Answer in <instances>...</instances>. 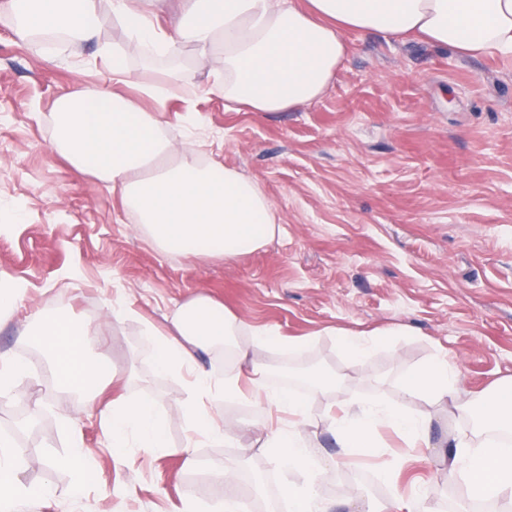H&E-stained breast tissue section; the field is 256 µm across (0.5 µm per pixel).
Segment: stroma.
<instances>
[{
  "instance_id": "35a3bbf8",
  "label": "stroma",
  "mask_w": 512,
  "mask_h": 512,
  "mask_svg": "<svg viewBox=\"0 0 512 512\" xmlns=\"http://www.w3.org/2000/svg\"><path fill=\"white\" fill-rule=\"evenodd\" d=\"M346 39L337 79L293 112L225 111L208 64L184 48L163 116L170 135L185 139L184 108L195 103L208 157L256 179L279 220L266 246L233 262L188 260L136 234L119 196L52 148L55 99L111 87L99 49L125 48V28L110 20L92 42L41 49L0 12V274L26 290L0 322V352L32 365L0 398V433L15 434L16 413L37 404L21 478L52 490L23 500L19 512H184L190 490L196 512H211L214 463L240 457L274 474L268 450L255 444L265 412L226 395L213 413L236 426L239 445L200 443L198 467L183 466L186 380L155 370L141 324H163L174 305L199 294L294 342L291 351H254L269 373L305 359L337 375V386L306 392L312 423L302 429L314 454L337 461L320 484L336 512H349L358 495L384 502L393 487L411 496L423 484L432 490L428 512H469L467 487L449 477L440 446L488 430L453 401L404 396L402 379L445 356L459 369L461 399L512 382V59H465L373 32ZM112 303L131 314L105 321ZM47 314L97 330V353L121 377L113 395L152 400L170 415L167 448L150 457L113 452L98 414L62 391L45 351L20 337ZM384 329L390 337L360 361L339 344V334ZM362 397L433 416L429 447H406L382 427L373 454L339 463L334 436L318 423L334 401ZM75 441L90 449L94 478L78 497L69 494L74 471L56 464Z\"/></svg>"
}]
</instances>
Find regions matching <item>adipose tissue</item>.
<instances>
[{
	"label": "adipose tissue",
	"mask_w": 512,
	"mask_h": 512,
	"mask_svg": "<svg viewBox=\"0 0 512 512\" xmlns=\"http://www.w3.org/2000/svg\"><path fill=\"white\" fill-rule=\"evenodd\" d=\"M7 0L16 16L15 32L30 41L34 32L63 33L70 41L89 42L106 17L130 33L129 51L112 55L114 81H125L129 52L145 62L156 58L177 64L181 49L193 46L212 68L213 86L229 111L286 112L318 99L338 76L349 31H372L403 39L423 37L464 58L512 56V0H183V9L167 26L156 25L158 0ZM156 105L145 110L136 99L97 86L59 97L54 105V151L76 171L118 194L136 219L135 230L161 252L187 259L227 263L266 245L276 234V207L259 183L172 140L162 115L166 101L157 86L141 87ZM167 329L144 322L142 334L158 372H188L191 400L182 417L192 436L231 446L236 432L217 422L205 402L232 393L268 412H283L287 422L269 427L261 445L281 473L298 471L289 484L290 512H329L317 489L329 463L316 459L298 432L308 421L300 393L272 392L265 366L251 362L258 347L288 348L275 331L248 328L245 321L206 295L193 297L167 315ZM246 343H239V336ZM24 338L49 348L50 368L62 390L98 410L112 448L128 447L147 455L167 445L168 420L152 401L100 399L106 365L94 353L97 332L63 316H49ZM231 348L238 367L220 376L201 365L199 350ZM459 370L439 358L408 374L405 395L442 400L454 395ZM325 422L345 453L371 447L373 433L391 429L407 444L427 442L430 421L372 401L352 400L329 410ZM23 453L0 434V512H15L25 498L44 497L48 488L20 478ZM448 468L461 473L473 496L512 495V443L478 444L464 437L448 447ZM215 512H245L242 491L231 464L214 469Z\"/></svg>",
	"instance_id": "obj_1"
}]
</instances>
